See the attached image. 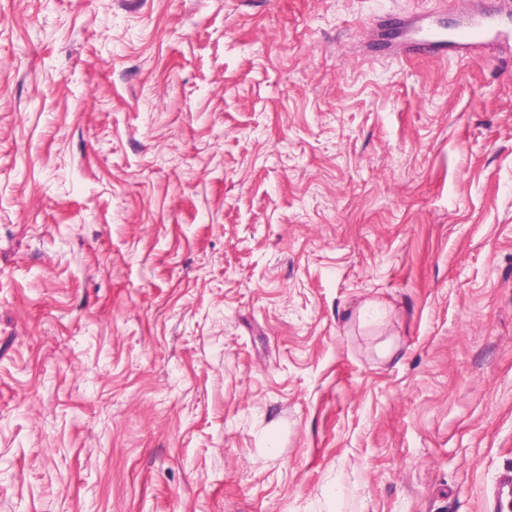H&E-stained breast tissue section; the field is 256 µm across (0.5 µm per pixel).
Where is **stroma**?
<instances>
[{
    "label": "stroma",
    "instance_id": "1",
    "mask_svg": "<svg viewBox=\"0 0 512 512\" xmlns=\"http://www.w3.org/2000/svg\"><path fill=\"white\" fill-rule=\"evenodd\" d=\"M435 2L0 0V512H497L512 46ZM474 1L457 0L453 4L458 9L468 14L469 21L464 28L453 34H447L442 27L435 23H427L418 27L406 28V24L398 28H404V41L407 42L408 52L413 55L427 52H443L448 50V45L458 51H468L489 46L502 39H506L510 32L511 2L503 0L505 7L492 11L482 9L477 11L470 9L469 5Z\"/></svg>",
    "mask_w": 512,
    "mask_h": 512
}]
</instances>
